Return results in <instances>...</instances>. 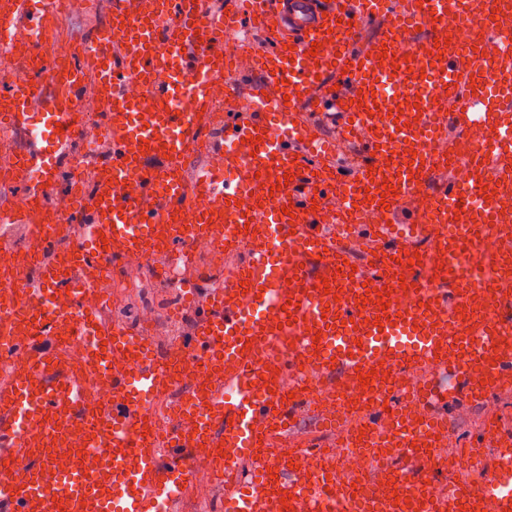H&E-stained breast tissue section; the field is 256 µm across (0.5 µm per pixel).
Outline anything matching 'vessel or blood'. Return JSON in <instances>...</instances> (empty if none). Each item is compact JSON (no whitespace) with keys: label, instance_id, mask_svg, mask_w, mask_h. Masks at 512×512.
Segmentation results:
<instances>
[{"label":"vessel or blood","instance_id":"b4317fda","mask_svg":"<svg viewBox=\"0 0 512 512\" xmlns=\"http://www.w3.org/2000/svg\"><path fill=\"white\" fill-rule=\"evenodd\" d=\"M473 0H251L234 13L213 9L210 0H108V18L85 43L67 78L47 69L42 39L65 0H0V24L21 36L9 50L22 75L0 92V120L19 130L38 123L32 146L6 165L21 168L22 194L0 201V224H22L39 270L27 286L26 310L0 300V356L12 373L0 380V512H181L196 486L195 458L207 449L216 482L224 489L222 512H482L490 500L497 512H512V444L509 462L489 470L477 492L431 500L420 460L429 454L442 426L432 414L448 393L432 375L457 376L458 391L481 402L512 377V297L501 295L475 309L461 280H454L455 324L442 314L443 294L421 286L410 266L409 244L437 231L449 254L475 248L479 235L496 222L486 189L512 196V17L484 19L507 65L498 88L488 92L478 65L464 68L472 46L449 34V15H465ZM434 11L440 25L422 41L399 43L396 28ZM386 17L376 35L362 40L367 21ZM275 34L255 70L262 80L249 99L234 98L224 122L212 126L214 90L223 88L224 29ZM436 90L418 104L422 75ZM48 84H41V77ZM139 95H131L132 80ZM395 80L390 96L374 95L377 80ZM454 89L456 104L443 92ZM95 91L108 106L101 117L102 148L91 190L75 211L74 243L57 251L53 225L37 223L34 212L65 174L64 160L86 128L74 106ZM330 112L339 118L336 140H324L314 121L300 113ZM422 112L424 119L453 123L457 134L481 135L488 144L471 164L469 186L442 181L428 209L403 205L434 176V155H449L453 143L426 141L422 125L398 128L393 115ZM290 120L287 135L274 136L275 120ZM355 144L371 171L352 184L335 162L337 141ZM406 140L412 151L397 152ZM288 185H279L281 176ZM262 177L274 194L243 204L247 186ZM392 192L381 195L382 187ZM478 206L464 204L466 192ZM346 196L347 215L360 205L383 203V221L365 236L376 248L378 279L351 290L336 303L349 275L338 254L340 234L319 204ZM291 214H284V207ZM253 236L249 258L224 277L219 288L196 291L192 343L206 363L209 381L195 397L191 431L173 430L157 440L147 421L146 401L170 386L149 337L117 322L89 320L77 327L74 307L98 297V283L124 256L154 261H198L190 250L196 237L224 246ZM289 278L283 292L275 283ZM388 288L379 298V288ZM419 290L423 307L398 312L395 303ZM82 334L93 367L71 366L60 339ZM484 338L477 354L470 346ZM292 338L306 357L281 354ZM118 358L125 375L111 374L105 361ZM281 373L305 372L344 390L369 376L372 400L362 419L363 441L376 449L389 486L368 493V474H358L350 491H340L339 472H301L287 458L265 451L264 441L291 437L298 399L270 391L263 361ZM408 369L421 377L414 410H386L390 375ZM108 393L94 412L84 400L91 384ZM69 448L72 464L61 468L55 451ZM94 466H84L90 449ZM407 460L404 468L396 460ZM28 460L25 480L10 463Z\"/></svg>","mask_w":512,"mask_h":512}]
</instances>
